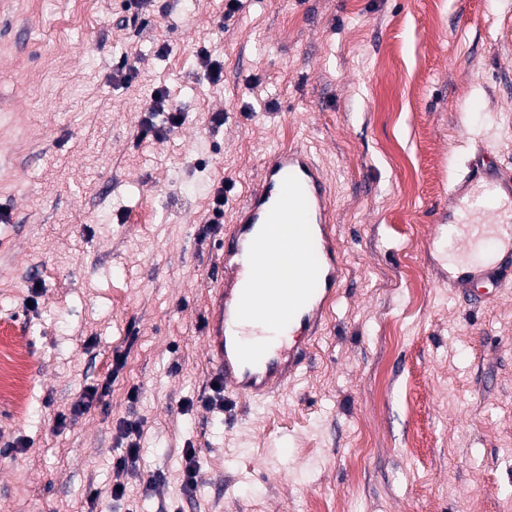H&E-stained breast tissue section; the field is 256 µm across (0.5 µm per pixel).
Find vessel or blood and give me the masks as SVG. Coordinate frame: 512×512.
Here are the masks:
<instances>
[{"instance_id": "b4317fda", "label": "vessel or blood", "mask_w": 512, "mask_h": 512, "mask_svg": "<svg viewBox=\"0 0 512 512\" xmlns=\"http://www.w3.org/2000/svg\"><path fill=\"white\" fill-rule=\"evenodd\" d=\"M489 191L504 201L492 220L448 221L467 251L492 241L495 257L470 259L448 270V283L473 303L497 296L500 257L512 255V173L474 164L455 183L454 201ZM234 230L222 238L223 276L212 286L205 340L213 378L236 397L260 401L285 386L302 364L298 349L274 344V330L312 333L341 284L333 209L326 179L303 147L267 154L256 188L235 209Z\"/></svg>"}]
</instances>
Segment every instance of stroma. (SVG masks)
Masks as SVG:
<instances>
[{
  "label": "stroma",
  "mask_w": 512,
  "mask_h": 512,
  "mask_svg": "<svg viewBox=\"0 0 512 512\" xmlns=\"http://www.w3.org/2000/svg\"><path fill=\"white\" fill-rule=\"evenodd\" d=\"M224 11L0 0V337L30 383L27 414L0 401V512H512V283L479 306L460 299L440 228L478 150L512 170V0ZM202 46L219 82L197 69ZM161 88L186 120L158 139L141 119ZM291 144L331 189L342 283L280 394L227 390L208 408L224 233L204 218L218 183L232 214L266 154ZM126 420L144 433L121 471Z\"/></svg>",
  "instance_id": "obj_1"
}]
</instances>
